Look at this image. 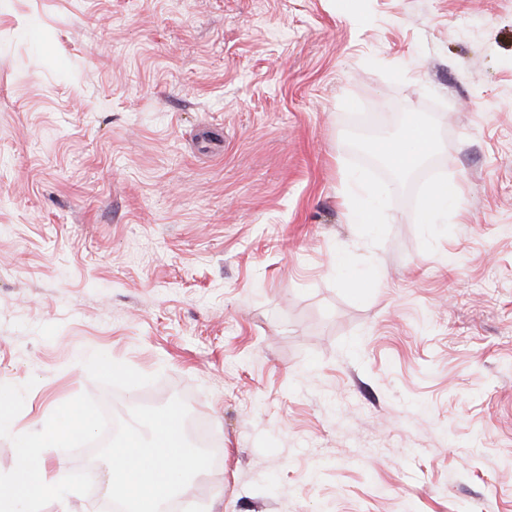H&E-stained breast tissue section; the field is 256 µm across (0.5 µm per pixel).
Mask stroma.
<instances>
[{
	"label": "stroma",
	"instance_id": "35a3bbf8",
	"mask_svg": "<svg viewBox=\"0 0 512 512\" xmlns=\"http://www.w3.org/2000/svg\"><path fill=\"white\" fill-rule=\"evenodd\" d=\"M415 119L426 172H380ZM26 383L16 434L183 398L221 458L182 512H512V0H0ZM354 190L348 199L349 204L352 206L355 201L366 196V202L361 206H354L351 209V217L354 223H373L376 221L375 213V197L377 191L373 190L369 185L356 183ZM457 194L445 187L434 186L427 197L426 209L421 218L423 224H437L439 215L448 213L455 205Z\"/></svg>",
	"mask_w": 512,
	"mask_h": 512
}]
</instances>
